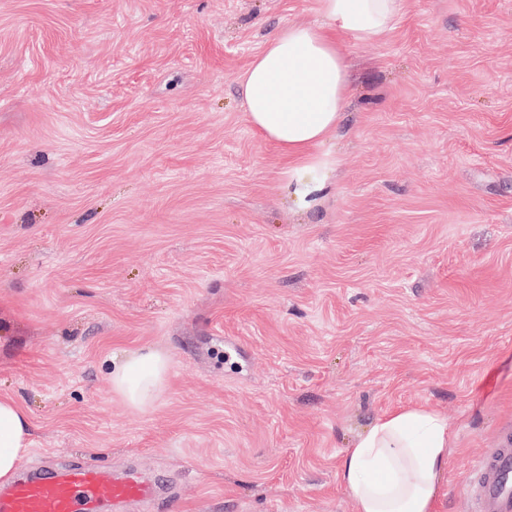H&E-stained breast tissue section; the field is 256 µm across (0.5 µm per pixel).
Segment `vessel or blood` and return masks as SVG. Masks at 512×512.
<instances>
[{"mask_svg": "<svg viewBox=\"0 0 512 512\" xmlns=\"http://www.w3.org/2000/svg\"><path fill=\"white\" fill-rule=\"evenodd\" d=\"M474 512H512V448L480 459L469 471ZM156 485L135 473H108L92 465L46 464L42 474L0 489V512H104L108 505L151 503Z\"/></svg>", "mask_w": 512, "mask_h": 512, "instance_id": "b4317fda", "label": "vessel or blood"}]
</instances>
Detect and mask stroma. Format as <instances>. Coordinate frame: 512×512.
<instances>
[{
  "instance_id": "35a3bbf8",
  "label": "stroma",
  "mask_w": 512,
  "mask_h": 512,
  "mask_svg": "<svg viewBox=\"0 0 512 512\" xmlns=\"http://www.w3.org/2000/svg\"><path fill=\"white\" fill-rule=\"evenodd\" d=\"M317 0H0V395L45 460L166 505L351 512L343 456L406 405L447 417L435 512L512 432V0H407L342 41L353 94L312 206L238 78ZM170 359L155 407L113 357Z\"/></svg>"
}]
</instances>
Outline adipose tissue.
Listing matches in <instances>:
<instances>
[{
	"label": "adipose tissue",
	"instance_id": "obj_1",
	"mask_svg": "<svg viewBox=\"0 0 512 512\" xmlns=\"http://www.w3.org/2000/svg\"><path fill=\"white\" fill-rule=\"evenodd\" d=\"M406 0H318V18L291 23L267 40L240 76L253 127L291 161L288 194L310 204L327 188L331 159L316 148L339 125L350 96L341 39L379 41ZM169 358L145 348L113 361L112 391L145 411L167 382ZM447 419L429 408H401L374 420L345 453L339 479L351 512H434L448 467ZM31 446L20 401L0 395V484H10Z\"/></svg>",
	"mask_w": 512,
	"mask_h": 512
}]
</instances>
